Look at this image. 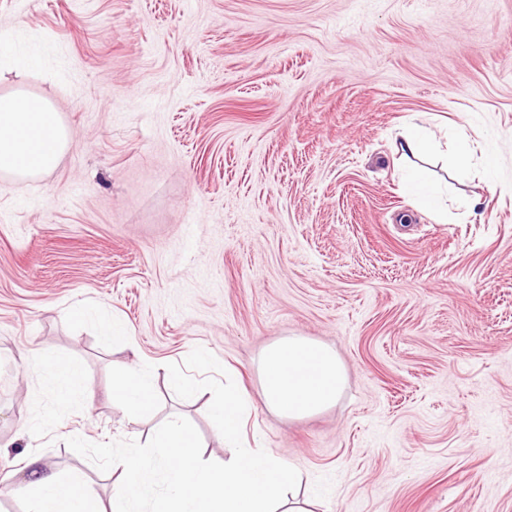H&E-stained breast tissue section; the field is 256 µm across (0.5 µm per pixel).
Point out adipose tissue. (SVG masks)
<instances>
[{"label": "adipose tissue", "mask_w": 512, "mask_h": 512, "mask_svg": "<svg viewBox=\"0 0 512 512\" xmlns=\"http://www.w3.org/2000/svg\"><path fill=\"white\" fill-rule=\"evenodd\" d=\"M71 144V133L57 108L37 95L16 91L0 95V173L34 177L54 169ZM266 403L291 418L318 413L340 398L346 373L336 352L316 341L288 338L270 346L261 363ZM39 376L61 404L79 411L92 393L79 367L56 354L44 355ZM112 399L150 414L156 404L151 369L122 367L112 372ZM193 432L167 420L153 432L149 452L127 451L111 461L122 477L114 485L111 507H102L91 483L42 469L29 459L21 489L28 512H136L147 490L164 484L166 495L154 512H307L293 501L304 482L300 470L259 448H243L224 464L201 462Z\"/></svg>", "instance_id": "1"}]
</instances>
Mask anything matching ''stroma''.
<instances>
[{
  "instance_id": "35a3bbf8",
  "label": "stroma",
  "mask_w": 512,
  "mask_h": 512,
  "mask_svg": "<svg viewBox=\"0 0 512 512\" xmlns=\"http://www.w3.org/2000/svg\"><path fill=\"white\" fill-rule=\"evenodd\" d=\"M0 33V94L72 135L42 177L0 176V512H25L31 456L110 502L106 452L171 414L204 463L293 464L312 512H512V0H0ZM410 121L436 144L420 161L392 152ZM464 133L471 166H446ZM416 165L447 214L403 191ZM289 337L346 370L300 420L259 374ZM48 353L89 411L38 381ZM133 363L155 368L139 421L112 403ZM227 390L246 407L223 440ZM38 376L54 389L61 404L80 411L90 404L92 392L84 384L79 367L56 354L43 356ZM243 406V398L238 393H225L211 404V413L215 422L216 435L233 434L239 426V412Z\"/></svg>"
}]
</instances>
